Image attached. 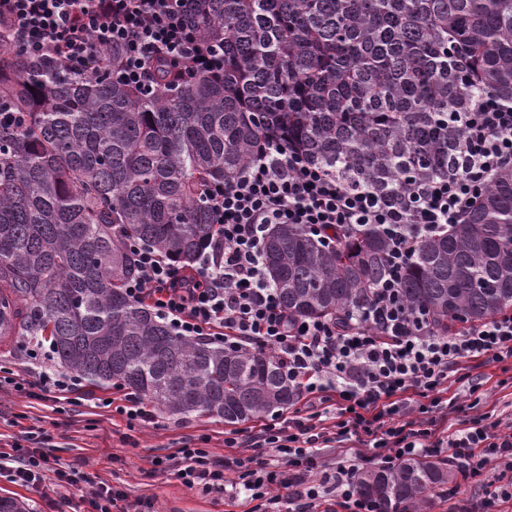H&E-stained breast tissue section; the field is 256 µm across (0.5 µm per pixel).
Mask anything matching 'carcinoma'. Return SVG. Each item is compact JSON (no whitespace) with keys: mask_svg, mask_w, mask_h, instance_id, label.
<instances>
[{"mask_svg":"<svg viewBox=\"0 0 512 512\" xmlns=\"http://www.w3.org/2000/svg\"><path fill=\"white\" fill-rule=\"evenodd\" d=\"M200 35L224 47V77L182 84L170 67L143 95L105 69L78 78L0 45V345L45 342L61 367L131 388L173 415L242 424L295 402L276 356L174 334L124 283L136 238L190 267L216 227L204 186L279 138L372 181L448 163V112L477 87L512 102V0H203ZM35 91H30V88ZM390 238L365 225L331 247L296 224L264 239L289 312L361 305L388 274ZM400 303L441 330L512 308V173L463 224L418 241ZM445 460L360 472L377 512H424Z\"/></svg>","mask_w":512,"mask_h":512,"instance_id":"obj_1","label":"carcinoma"}]
</instances>
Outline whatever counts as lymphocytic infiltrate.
Masks as SVG:
<instances>
[{"label":"lymphocytic infiltrate","mask_w":512,"mask_h":512,"mask_svg":"<svg viewBox=\"0 0 512 512\" xmlns=\"http://www.w3.org/2000/svg\"><path fill=\"white\" fill-rule=\"evenodd\" d=\"M200 0H0V42L33 60L49 58L69 76L122 54L113 76L142 93L156 92L158 67L179 66L183 79L224 75V51L189 23ZM448 164L423 178L373 183L356 169L325 165L284 141L262 139L244 168L202 196L217 233L195 267L180 268L154 248L126 241L138 275L125 285L177 335L236 349L273 351L299 399L314 410L272 414L246 433L230 431L224 457L182 445L152 464L206 493L244 498L249 512H372L360 493V465H393L446 456L459 472L484 477L487 491L454 512H502L512 502V419L476 414L449 421L454 384L472 369L512 358V310L459 331L434 330L397 304V271L418 240L466 221L503 172L512 171V103L490 92L462 96L448 119ZM296 224L333 244L375 224L391 234L392 276L373 287L358 310L308 319L288 313L270 283L262 256L265 231ZM27 379L0 375V390L30 399L68 401L80 384L69 372L36 365ZM44 434L24 432L0 451V477L38 488L46 474L67 489L86 484L88 512H155L150 500L128 502L119 488L46 451ZM338 446L342 459L320 469V449ZM264 449L275 466L255 461ZM320 478H313L314 470ZM286 496H278V489Z\"/></svg>","instance_id":"lymphocytic-infiltrate-1"}]
</instances>
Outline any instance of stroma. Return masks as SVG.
<instances>
[{"label": "stroma", "instance_id": "35a3bbf8", "mask_svg": "<svg viewBox=\"0 0 512 512\" xmlns=\"http://www.w3.org/2000/svg\"><path fill=\"white\" fill-rule=\"evenodd\" d=\"M484 379L478 412L501 418L512 414V359L479 368ZM76 403L61 405L0 392V451L8 450L22 431L32 427L51 435V451L98 481L121 488L130 498L153 500L155 512H246L248 505L221 493L188 488L171 472L155 469L154 457L172 452L184 441L203 442L214 455L224 453L223 421L203 413L187 417L155 412L152 420L133 423L101 408L100 400L123 404L124 390L92 385L81 388ZM0 497L25 503L28 512H86L79 489L43 498L0 478Z\"/></svg>", "mask_w": 512, "mask_h": 512}]
</instances>
